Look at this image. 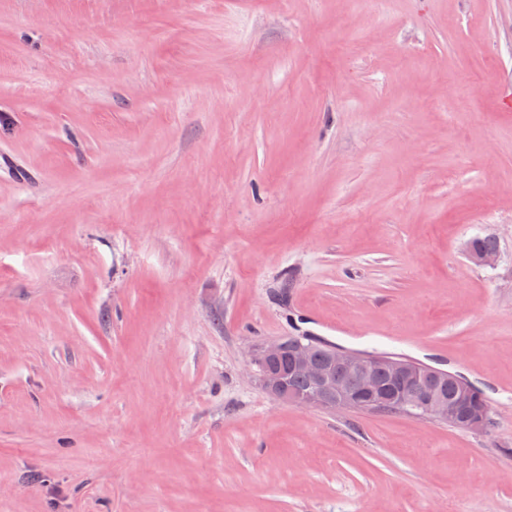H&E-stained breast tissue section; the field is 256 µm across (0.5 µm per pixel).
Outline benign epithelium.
Masks as SVG:
<instances>
[{"label":"benign epithelium","mask_w":512,"mask_h":512,"mask_svg":"<svg viewBox=\"0 0 512 512\" xmlns=\"http://www.w3.org/2000/svg\"><path fill=\"white\" fill-rule=\"evenodd\" d=\"M467 258L480 267H493L499 251H481L469 240L464 245ZM250 364L258 367L263 388L278 400L307 409H326L344 412L365 405L377 410L386 403L417 417H426L483 432L486 414H463L462 404L473 386L457 375L401 357L367 355L359 352L329 348L317 359L314 346L302 337L291 341L278 339L267 342L249 354ZM400 385L390 392L382 390L378 381L380 369ZM299 374L307 381L301 392L288 388V378ZM457 381L459 398L448 400L440 387L448 379Z\"/></svg>","instance_id":"7a95c632"}]
</instances>
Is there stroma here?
Segmentation results:
<instances>
[{
    "mask_svg": "<svg viewBox=\"0 0 512 512\" xmlns=\"http://www.w3.org/2000/svg\"><path fill=\"white\" fill-rule=\"evenodd\" d=\"M0 114V512H512V0H0ZM303 333L494 423L279 401ZM476 248L474 241L471 239L464 245V252L467 258L476 266L492 267L495 266L499 259L498 243L496 239L490 236L476 237ZM480 249V250H479ZM491 252H486V251ZM495 250V251H494Z\"/></svg>",
    "mask_w": 512,
    "mask_h": 512,
    "instance_id": "obj_1",
    "label": "stroma"
}]
</instances>
